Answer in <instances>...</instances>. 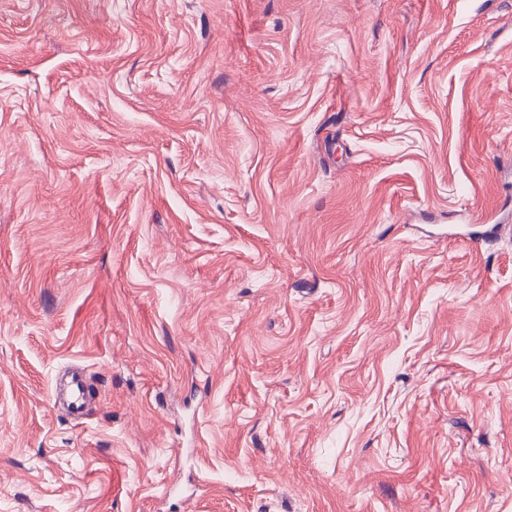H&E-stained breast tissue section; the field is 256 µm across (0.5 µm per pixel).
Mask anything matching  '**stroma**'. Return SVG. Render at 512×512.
I'll list each match as a JSON object with an SVG mask.
<instances>
[{"mask_svg":"<svg viewBox=\"0 0 512 512\" xmlns=\"http://www.w3.org/2000/svg\"><path fill=\"white\" fill-rule=\"evenodd\" d=\"M188 494L512 512V0H0V512Z\"/></svg>","mask_w":512,"mask_h":512,"instance_id":"35a3bbf8","label":"stroma"}]
</instances>
